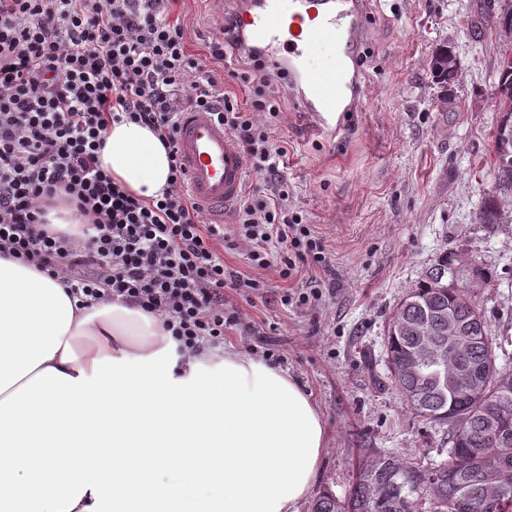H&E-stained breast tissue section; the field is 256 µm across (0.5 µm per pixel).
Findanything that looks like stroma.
<instances>
[{"label":"stroma","mask_w":512,"mask_h":512,"mask_svg":"<svg viewBox=\"0 0 512 512\" xmlns=\"http://www.w3.org/2000/svg\"><path fill=\"white\" fill-rule=\"evenodd\" d=\"M479 0H366L360 82L366 99L337 134L315 129L289 96L276 131L287 143L282 174L288 205L322 237L327 269L291 279L256 270L246 251L225 243L224 264L264 281L255 293L224 291L241 325L225 329L227 350L266 358L310 394L328 429L315 491L346 497L360 461L394 454L423 464L445 447L446 427L423 421L387 378L385 336L400 299L444 251L500 271L477 294L498 364L512 360V223L477 224L474 213L495 175L489 165L497 119L493 74L501 41L494 26L474 37ZM188 50L206 51L219 34L217 0H178L172 11ZM453 47L461 77L448 108L430 59ZM320 292L308 306L283 295Z\"/></svg>","instance_id":"stroma-1"}]
</instances>
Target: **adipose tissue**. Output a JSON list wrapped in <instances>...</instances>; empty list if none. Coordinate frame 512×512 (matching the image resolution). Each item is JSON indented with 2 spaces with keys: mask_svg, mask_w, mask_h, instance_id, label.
Instances as JSON below:
<instances>
[{
  "mask_svg": "<svg viewBox=\"0 0 512 512\" xmlns=\"http://www.w3.org/2000/svg\"><path fill=\"white\" fill-rule=\"evenodd\" d=\"M100 160L135 195L167 187L147 127L112 125ZM173 345L0 254V512H298L328 439L315 401L252 356Z\"/></svg>",
  "mask_w": 512,
  "mask_h": 512,
  "instance_id": "1",
  "label": "adipose tissue"
}]
</instances>
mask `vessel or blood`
Segmentation results:
<instances>
[{"mask_svg": "<svg viewBox=\"0 0 512 512\" xmlns=\"http://www.w3.org/2000/svg\"><path fill=\"white\" fill-rule=\"evenodd\" d=\"M363 7L364 0H255L237 11L242 30L263 50L286 49L290 77L305 84L302 109L318 129L342 131L346 113L362 104L355 64ZM179 145L191 198L213 223H223L246 188L244 154L202 111L182 114Z\"/></svg>", "mask_w": 512, "mask_h": 512, "instance_id": "b4317fda", "label": "vessel or blood"}]
</instances>
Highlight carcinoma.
Returning <instances> with one entry per match:
<instances>
[{
    "label": "carcinoma",
    "instance_id": "cac0c4a2",
    "mask_svg": "<svg viewBox=\"0 0 512 512\" xmlns=\"http://www.w3.org/2000/svg\"><path fill=\"white\" fill-rule=\"evenodd\" d=\"M512 16V0H498L496 12H480L493 23L506 47L500 50L494 73L498 118L512 125V44L504 38L503 19ZM430 71L439 88L457 79L459 65L452 48H438ZM496 186L475 214L477 224H500L502 198L512 196V143L492 142ZM460 264L455 253L444 252L423 278L397 304L387 326L385 352L389 379L401 398L428 423L448 426L446 458L427 466L396 456H378L359 463L347 497L328 490L318 494L311 512H512V390L488 385L474 392L453 390L448 379L461 372L479 378L492 367L512 375V366L496 363L500 343L493 338L474 289L492 282L493 271L478 263L467 269L461 288L448 287V266ZM461 332L447 349L448 359L436 357L418 367L405 361L417 348L437 352L448 344V319ZM428 324L433 332L422 335ZM470 415L460 435L455 415Z\"/></svg>",
    "mask_w": 512,
    "mask_h": 512
}]
</instances>
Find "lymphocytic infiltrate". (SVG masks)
Returning a JSON list of instances; mask_svg holds the SVG:
<instances>
[{"label": "lymphocytic infiltrate", "instance_id": "f902f5d3", "mask_svg": "<svg viewBox=\"0 0 512 512\" xmlns=\"http://www.w3.org/2000/svg\"><path fill=\"white\" fill-rule=\"evenodd\" d=\"M173 0H0V252L37 269L63 271L87 300L121 301L164 319L178 352L219 346L235 315L224 291H260L224 265V240L245 245L254 269L282 278L328 266L323 241L302 215L288 211L278 178L288 149L273 131L279 86L249 43L236 11L204 57L186 50V31L169 20ZM243 62L240 80L254 99L240 107L224 92V57ZM207 111L245 154L250 168L272 174L252 187L231 224L205 223L186 187L177 150L182 113ZM130 121L157 132L171 162L162 197H136L100 161L112 124ZM78 223L61 230L48 210Z\"/></svg>", "mask_w": 512, "mask_h": 512}]
</instances>
